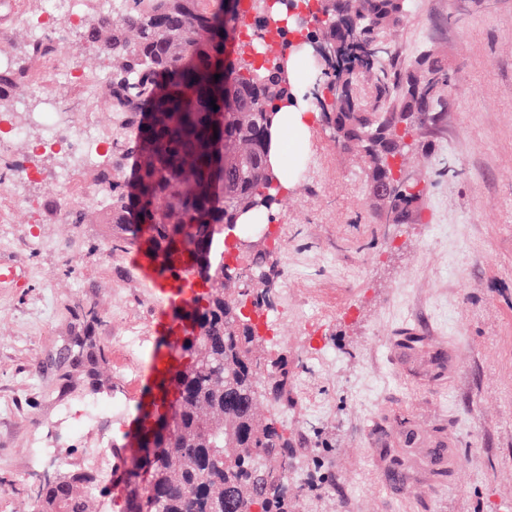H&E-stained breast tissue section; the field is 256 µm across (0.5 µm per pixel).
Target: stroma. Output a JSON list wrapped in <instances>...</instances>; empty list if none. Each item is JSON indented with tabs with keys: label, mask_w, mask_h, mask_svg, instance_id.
Instances as JSON below:
<instances>
[{
	"label": "stroma",
	"mask_w": 512,
	"mask_h": 512,
	"mask_svg": "<svg viewBox=\"0 0 512 512\" xmlns=\"http://www.w3.org/2000/svg\"><path fill=\"white\" fill-rule=\"evenodd\" d=\"M16 2L0 17L7 71L23 65L43 10L41 0ZM381 38L392 70L432 52L448 73L439 120L406 139L420 197L408 223H386L362 153L343 148L326 118L312 125L270 237L251 235L231 264L236 288L256 267L269 275L263 348L293 367L289 403L270 399L261 411L287 427L309 484L297 512H512V0H408ZM56 47L71 69L110 70L84 33ZM52 93L69 122L107 130L86 94L62 81ZM40 106L32 81L0 102L28 130L0 148V261L24 277L0 286V512H33L31 486L44 471L36 448L70 470L126 442L162 341L160 293L131 261L135 242L112 246L101 205L87 223H65L73 199L57 175L71 160L34 151ZM135 330L147 338L137 350L127 344ZM409 331L426 346L400 366L390 342ZM79 338L101 355L97 379L64 356ZM445 353L454 374L438 363ZM439 438L460 457L453 480L408 459L403 491L377 464L386 449Z\"/></svg>",
	"instance_id": "obj_1"
}]
</instances>
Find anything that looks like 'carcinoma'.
Here are the masks:
<instances>
[{
	"label": "carcinoma",
	"instance_id": "obj_1",
	"mask_svg": "<svg viewBox=\"0 0 512 512\" xmlns=\"http://www.w3.org/2000/svg\"><path fill=\"white\" fill-rule=\"evenodd\" d=\"M112 4L85 31L112 60L110 77L93 83V103L119 114L122 130L115 139L106 136L117 163L95 166L94 181L109 198L113 241L137 236L158 267V253L177 244L174 262L193 269L191 255L214 250L216 225L232 223L241 212L261 224L275 204L269 190L279 176L266 165L273 108L294 102L291 80L309 64L301 55L283 71L290 42L279 27L252 59L226 61L228 25L236 28L250 14L256 24L266 21L265 0ZM406 6L407 0H322L321 11L331 20L311 36L334 49L337 62L316 70L313 87H342L329 105L337 139L354 140L369 151H400L391 134L394 113L369 111L353 92L355 74L372 79L379 99L401 92L404 112L434 105L438 85L448 81L430 54L403 75L384 65L392 52L380 34L402 20ZM55 53L54 41L30 38L25 66L0 71V100ZM217 139L224 148L222 179L214 178ZM125 157L135 159L131 187L112 171ZM367 179L375 189L387 179L375 156ZM418 199L405 189L393 206L406 218ZM201 277L211 283L210 291L194 308L192 331L179 343L182 360L167 370L176 388V412L154 435L157 451L144 461L153 512H288L291 440L258 405L268 397L288 401L291 364L284 354H261L258 326L244 313L248 292L226 288L231 276L223 264H211ZM77 347V360L96 375L93 345L82 340ZM97 483L91 471H56L37 485L36 509L86 512L87 490Z\"/></svg>",
	"mask_w": 512,
	"mask_h": 512
}]
</instances>
